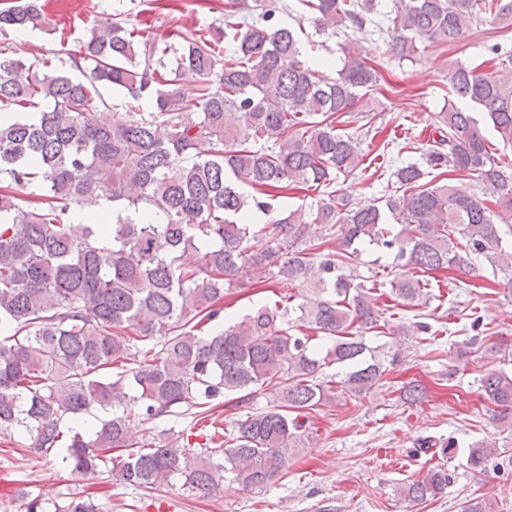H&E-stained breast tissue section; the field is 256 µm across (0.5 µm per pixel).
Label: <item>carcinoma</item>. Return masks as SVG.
Instances as JSON below:
<instances>
[{"mask_svg":"<svg viewBox=\"0 0 512 512\" xmlns=\"http://www.w3.org/2000/svg\"><path fill=\"white\" fill-rule=\"evenodd\" d=\"M322 30H369L376 0H299ZM279 0L240 2L224 26L183 39L178 73L190 91L172 89L163 48L139 28L106 17L90 37L52 58L25 61L0 52V436L23 435L30 458L58 454L74 469L101 467L127 484L155 489L175 475L202 495L224 480L262 488L306 447L300 414L334 400L336 388L361 396L381 386L397 353L368 346L353 328L373 329L382 311L347 272L365 246L393 255L400 299L423 294L419 271L466 270L478 258L512 268L500 226L512 223V173L495 160L472 112L440 113L437 148L424 163L396 166L384 205L355 204L331 190L362 164V139L338 131L378 70L354 52L336 76L303 59L299 33L277 20ZM484 12L512 29V0H392L395 36L388 53L411 59L424 40L454 43ZM40 0L0 8V32L41 25ZM495 65H456L452 95L487 115L512 144V45L489 46ZM85 74L75 80L70 71ZM148 98L151 112H114L99 88ZM475 174L466 190L446 175ZM325 189L316 209L284 216L279 194ZM112 205V222L75 225V209ZM262 213L269 223L254 216ZM342 219L335 242L322 243ZM461 235L465 243L457 242ZM313 236L320 252L301 248ZM194 250L200 264L186 268ZM260 283L277 276L307 285L293 306L264 305L230 322L224 288L240 268ZM330 340L325 353L299 335ZM343 368L341 378L325 368ZM276 404L243 414L230 433L212 419L213 402L234 395L248 405L264 387ZM481 387L501 419L512 416V377L491 372ZM191 408L213 432L182 453L134 443V418L164 420ZM104 414L92 437L77 425ZM491 446L475 443L467 463L486 470ZM453 480L443 463L404 484L411 501L442 496ZM25 512H101L72 497L47 510L31 498Z\"/></svg>","mask_w":512,"mask_h":512,"instance_id":"1","label":"carcinoma"}]
</instances>
